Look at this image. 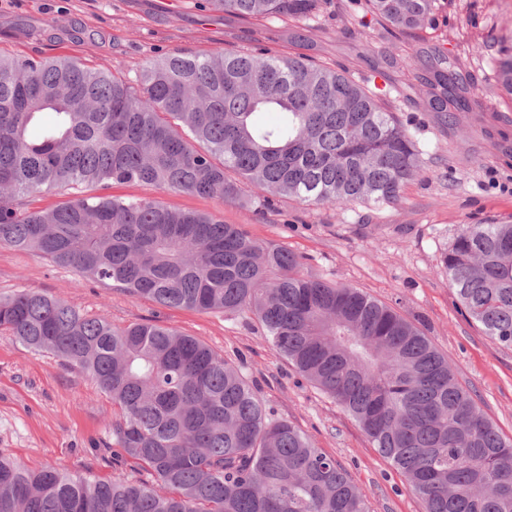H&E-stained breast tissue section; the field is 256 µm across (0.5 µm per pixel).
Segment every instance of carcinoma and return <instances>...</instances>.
Masks as SVG:
<instances>
[{
	"mask_svg": "<svg viewBox=\"0 0 512 512\" xmlns=\"http://www.w3.org/2000/svg\"><path fill=\"white\" fill-rule=\"evenodd\" d=\"M246 19L297 22L325 0H207ZM402 33L438 0H366ZM427 105L469 107L435 58ZM512 95V58L496 67ZM52 112L40 136L38 116ZM275 112L278 121L259 116ZM422 150L385 101L302 53L173 51L132 85L69 57L0 55V244L131 297L255 317L297 371L360 425L425 512H512V439L483 414L420 329L357 288L300 273L288 250L237 224L155 199L84 195L142 182L166 193L262 205L377 207L401 198ZM71 195L45 210L35 193ZM466 318L512 347V224H467L443 254ZM0 329L87 373L120 409L112 460L146 478L89 482L0 455V512H370L348 473L268 411L243 372L155 323L112 326L60 296H0Z\"/></svg>",
	"mask_w": 512,
	"mask_h": 512,
	"instance_id": "obj_1",
	"label": "carcinoma"
}]
</instances>
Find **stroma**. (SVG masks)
<instances>
[{
	"instance_id": "stroma-1",
	"label": "stroma",
	"mask_w": 512,
	"mask_h": 512,
	"mask_svg": "<svg viewBox=\"0 0 512 512\" xmlns=\"http://www.w3.org/2000/svg\"><path fill=\"white\" fill-rule=\"evenodd\" d=\"M193 54L265 51L311 56L387 92L424 150L420 175L399 201L345 209L276 199L258 211L145 183L112 195L162 199L210 212L254 240L287 247L305 274L348 285L394 308L448 359L483 412L512 438V347L493 343L462 312L442 255L467 224H512V98L495 92L494 66L512 56V0H439L432 21L411 33L384 30L364 0H328L308 23L244 19L206 0H0V53L69 56L136 79L173 50ZM470 74L473 111L455 126L426 111L421 83L435 51ZM27 289L63 297L114 326L153 322L206 343L239 365L257 397L333 457L366 495L371 512H424L403 476L332 399L303 378L253 318L158 305L90 281L35 254L0 245V295ZM110 397L78 369L0 331V454L38 470L55 467L105 481L112 462Z\"/></svg>"
}]
</instances>
